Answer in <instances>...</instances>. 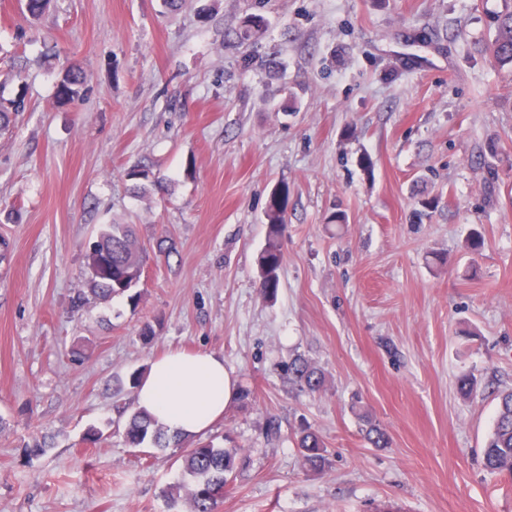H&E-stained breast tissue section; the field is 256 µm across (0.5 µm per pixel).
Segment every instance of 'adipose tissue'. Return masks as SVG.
Instances as JSON below:
<instances>
[{
	"instance_id": "1",
	"label": "adipose tissue",
	"mask_w": 512,
	"mask_h": 512,
	"mask_svg": "<svg viewBox=\"0 0 512 512\" xmlns=\"http://www.w3.org/2000/svg\"><path fill=\"white\" fill-rule=\"evenodd\" d=\"M240 395L238 380L212 351H175L155 361L137 389V406L171 434L191 438L221 421Z\"/></svg>"
}]
</instances>
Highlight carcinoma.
<instances>
[{"instance_id":"1","label":"carcinoma","mask_w":512,"mask_h":512,"mask_svg":"<svg viewBox=\"0 0 512 512\" xmlns=\"http://www.w3.org/2000/svg\"><path fill=\"white\" fill-rule=\"evenodd\" d=\"M496 23L493 59L499 68L512 69V12L498 16ZM263 26V17L248 15L242 19L236 37L243 42L256 41L262 34ZM61 82L69 87L66 102L71 103L82 97L83 78L80 73L67 71ZM25 107V97L22 95L9 100L0 97V130L7 129ZM287 197V191L274 190L266 211L267 235L260 258L259 282L262 293L268 297L276 296L280 284ZM145 259L146 249L138 242L129 225H109L100 233L93 252L85 254L89 294L79 293L73 299V308L78 310L83 307L90 296L112 299L125 295L131 302H136ZM287 371L296 383L312 393L320 391L325 385L324 373L300 357L288 363ZM478 385L477 377L470 371L457 379L458 392L463 396L476 393ZM359 419L363 422L364 439L370 445L376 448L389 445L386 431L374 423L368 414H360ZM124 434L133 448L149 447L164 451L172 441L167 431L136 409L126 421ZM296 446L310 471L319 472L328 465L324 442L312 427L305 426L300 430ZM238 455L239 449L216 446L211 441L200 443L182 455V481L174 491L184 492L190 505L189 512H218L224 495L214 494V489L226 486L233 479ZM482 460L484 468L491 473L512 474V389L498 395L491 429L482 448Z\"/></svg>"}]
</instances>
